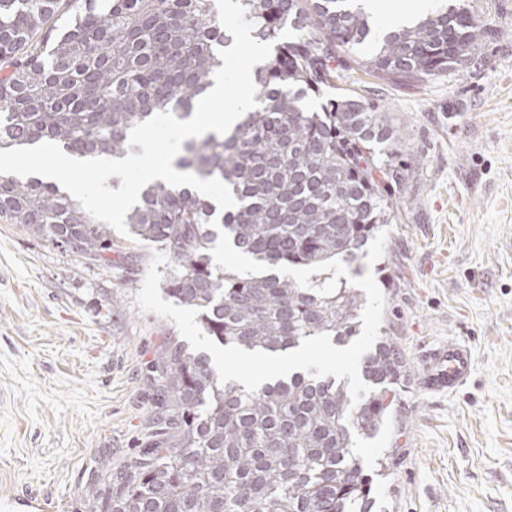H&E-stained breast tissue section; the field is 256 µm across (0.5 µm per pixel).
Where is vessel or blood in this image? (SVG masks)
Segmentation results:
<instances>
[{
	"instance_id": "1",
	"label": "vessel or blood",
	"mask_w": 512,
	"mask_h": 512,
	"mask_svg": "<svg viewBox=\"0 0 512 512\" xmlns=\"http://www.w3.org/2000/svg\"><path fill=\"white\" fill-rule=\"evenodd\" d=\"M472 374V352L462 342L430 349L425 357L423 387L434 394L464 387Z\"/></svg>"
}]
</instances>
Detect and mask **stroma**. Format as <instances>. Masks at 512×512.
I'll list each match as a JSON object with an SVG mask.
<instances>
[{"instance_id":"1","label":"stroma","mask_w":512,"mask_h":512,"mask_svg":"<svg viewBox=\"0 0 512 512\" xmlns=\"http://www.w3.org/2000/svg\"><path fill=\"white\" fill-rule=\"evenodd\" d=\"M486 17L474 61L429 84L350 71L402 134L405 191L372 272L379 337L407 362L392 419L357 440L378 466L377 512H512V0H466ZM93 265L0 223V497L83 512L119 485L161 414L156 368L180 333L144 313L156 243L121 234ZM467 343L460 390H424L433 347Z\"/></svg>"}]
</instances>
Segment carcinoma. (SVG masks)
<instances>
[{"label": "carcinoma", "mask_w": 512, "mask_h": 512, "mask_svg": "<svg viewBox=\"0 0 512 512\" xmlns=\"http://www.w3.org/2000/svg\"><path fill=\"white\" fill-rule=\"evenodd\" d=\"M239 2L251 36L272 45L254 71L259 106L228 132L185 143L175 163L223 181L236 205L152 181L126 215L129 234L163 247L167 293L199 310L217 345L287 353L321 333L346 345L358 334L357 290L341 280L324 296L321 284L277 271L350 266L397 222L401 137L387 113L342 87L343 57L371 43L367 71L430 83L467 69L487 22L442 3L379 35L358 0ZM232 44L216 0H0V150L50 141L79 159H121L135 125L165 111L192 117ZM326 89L337 97L313 110L310 94ZM0 221L89 264L111 263L118 248L108 225L52 181L0 174ZM219 241L268 274L217 266ZM360 367L373 393L355 405L347 385L306 372L249 394L220 382L207 352L169 343L157 368L166 431L84 512H371L375 474L355 439L383 429L406 364L382 341Z\"/></svg>", "instance_id": "carcinoma-1"}]
</instances>
